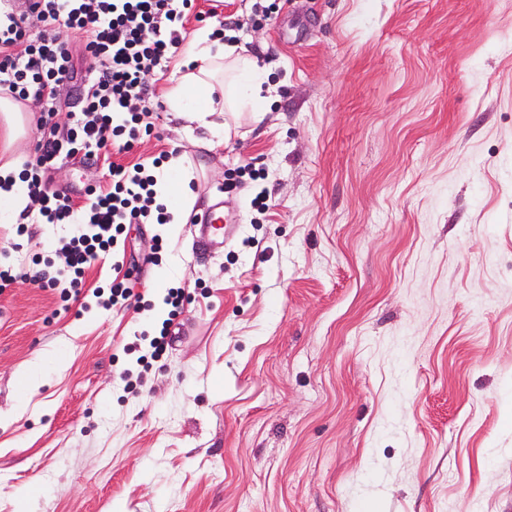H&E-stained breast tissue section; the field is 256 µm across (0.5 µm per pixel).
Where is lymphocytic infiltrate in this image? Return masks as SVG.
<instances>
[{"label": "lymphocytic infiltrate", "mask_w": 512, "mask_h": 512, "mask_svg": "<svg viewBox=\"0 0 512 512\" xmlns=\"http://www.w3.org/2000/svg\"><path fill=\"white\" fill-rule=\"evenodd\" d=\"M191 0H23L19 12L0 11V92L40 107L36 156L18 177L48 224H76L63 244L64 270L12 274L0 270V288L21 278L53 288L62 272L78 286L84 270L110 254L127 225L165 223L153 167L113 165L107 189L87 188L89 204L74 209L69 195L49 189L45 173L54 162L79 153L112 148L131 152L150 122L151 81L164 71L182 42ZM86 36L89 65L85 92L71 123L59 131L54 120L59 90L72 79L71 48L60 30Z\"/></svg>", "instance_id": "lymphocytic-infiltrate-1"}]
</instances>
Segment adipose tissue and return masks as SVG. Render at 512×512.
<instances>
[{"label": "adipose tissue", "mask_w": 512, "mask_h": 512, "mask_svg": "<svg viewBox=\"0 0 512 512\" xmlns=\"http://www.w3.org/2000/svg\"><path fill=\"white\" fill-rule=\"evenodd\" d=\"M264 73V67L240 53L237 45L202 28L184 45L165 97L173 118L184 121L188 135L210 146L226 129L225 114L238 95L252 101L254 121L262 120L271 94Z\"/></svg>", "instance_id": "1"}]
</instances>
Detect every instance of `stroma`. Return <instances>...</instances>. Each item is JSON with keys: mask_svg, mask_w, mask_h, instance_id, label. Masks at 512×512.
I'll return each mask as SVG.
<instances>
[{"mask_svg": "<svg viewBox=\"0 0 512 512\" xmlns=\"http://www.w3.org/2000/svg\"><path fill=\"white\" fill-rule=\"evenodd\" d=\"M193 10L186 34L225 24L277 93L214 148L159 108L119 161L183 155L188 211L223 198L236 230L136 224L78 293L0 291V512H512V0ZM51 180L80 206L108 162ZM71 231L0 223V268ZM127 274L137 308L99 307ZM178 287L177 338L127 386Z\"/></svg>", "mask_w": 512, "mask_h": 512, "instance_id": "obj_1", "label": "stroma"}]
</instances>
